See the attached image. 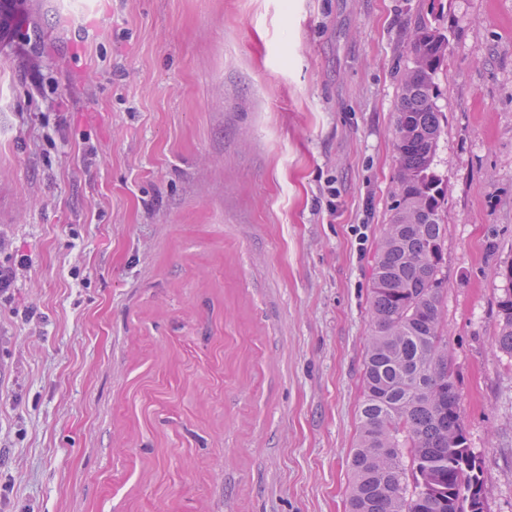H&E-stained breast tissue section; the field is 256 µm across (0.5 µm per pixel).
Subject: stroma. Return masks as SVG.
I'll return each instance as SVG.
<instances>
[{
    "label": "stroma",
    "mask_w": 512,
    "mask_h": 512,
    "mask_svg": "<svg viewBox=\"0 0 512 512\" xmlns=\"http://www.w3.org/2000/svg\"><path fill=\"white\" fill-rule=\"evenodd\" d=\"M0 512H347L409 32L443 331L512 512V0H0ZM498 322L497 343L503 351L512 355V288H506L498 302Z\"/></svg>",
    "instance_id": "stroma-1"
}]
</instances>
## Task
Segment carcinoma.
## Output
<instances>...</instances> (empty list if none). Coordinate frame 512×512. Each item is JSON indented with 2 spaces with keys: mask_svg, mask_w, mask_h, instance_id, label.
Listing matches in <instances>:
<instances>
[{
  "mask_svg": "<svg viewBox=\"0 0 512 512\" xmlns=\"http://www.w3.org/2000/svg\"><path fill=\"white\" fill-rule=\"evenodd\" d=\"M395 106L397 190L372 265L350 512H486L483 469L468 444L442 332L439 277L448 226L435 156L445 117L437 73L448 35L412 32ZM497 343L512 355V287L498 302Z\"/></svg>",
  "mask_w": 512,
  "mask_h": 512,
  "instance_id": "1",
  "label": "carcinoma"
}]
</instances>
